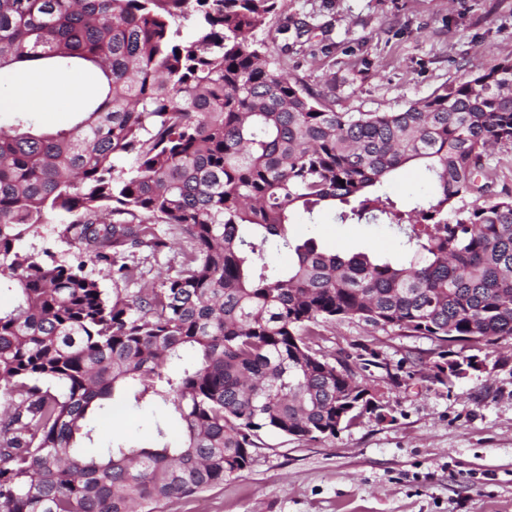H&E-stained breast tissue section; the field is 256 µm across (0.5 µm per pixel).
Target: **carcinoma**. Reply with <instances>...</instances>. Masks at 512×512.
<instances>
[{"instance_id": "1", "label": "carcinoma", "mask_w": 512, "mask_h": 512, "mask_svg": "<svg viewBox=\"0 0 512 512\" xmlns=\"http://www.w3.org/2000/svg\"><path fill=\"white\" fill-rule=\"evenodd\" d=\"M285 0H0V73L89 64L101 96L66 127L0 125V512H156L247 468L261 431L334 437L386 417L316 328L358 320L441 342L512 337V54L390 112H335L254 34ZM191 33L181 36L184 22ZM428 186L386 188L407 164ZM387 226L402 260L295 235L325 208ZM41 224L76 261L24 246ZM180 245L149 287L147 264ZM288 255V263L270 261ZM112 273V292L88 264ZM186 350L196 361L171 365ZM453 383L485 364H434ZM120 397L180 423L90 455Z\"/></svg>"}]
</instances>
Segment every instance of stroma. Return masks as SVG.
Masks as SVG:
<instances>
[{
	"mask_svg": "<svg viewBox=\"0 0 512 512\" xmlns=\"http://www.w3.org/2000/svg\"><path fill=\"white\" fill-rule=\"evenodd\" d=\"M309 31L277 35V61L337 112H387L512 53V0H288ZM330 251L399 256L385 226L294 225ZM313 349L347 362L388 415L336 437L260 433L251 466L158 512H512V338L440 342L352 321L318 328ZM483 370L430 377L458 352ZM151 414L114 402L102 439L150 435Z\"/></svg>",
	"mask_w": 512,
	"mask_h": 512,
	"instance_id": "35a3bbf8",
	"label": "stroma"
}]
</instances>
